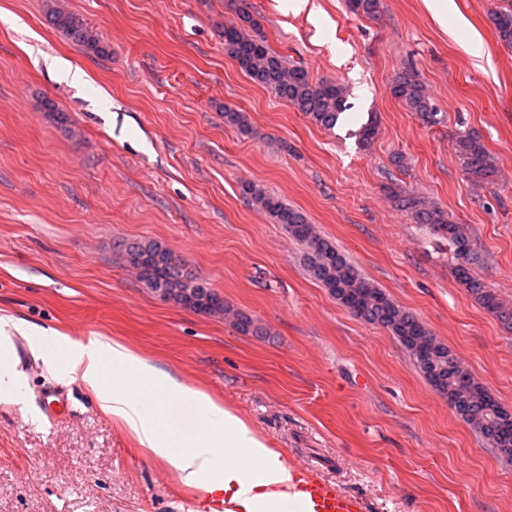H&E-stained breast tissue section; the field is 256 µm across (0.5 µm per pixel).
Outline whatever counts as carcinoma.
I'll return each instance as SVG.
<instances>
[{
	"label": "carcinoma",
	"mask_w": 512,
	"mask_h": 512,
	"mask_svg": "<svg viewBox=\"0 0 512 512\" xmlns=\"http://www.w3.org/2000/svg\"><path fill=\"white\" fill-rule=\"evenodd\" d=\"M349 7L356 14L370 16L379 11L380 0H349ZM488 17L498 41L512 48V0H502L501 5L489 11ZM48 21L87 53L98 57L109 55L108 46L98 32L76 15L53 9L48 13ZM222 38L224 49L241 71L253 82L274 91L316 125L331 130L344 119L349 109L346 87L329 79L316 82L305 67L288 63L256 32V23L249 16H243V23L239 25L224 27ZM390 92L423 124L441 123L439 109L414 70L408 69L399 75L390 86ZM456 153L472 182H493L496 170L480 139L472 134L458 136ZM245 192L306 246L311 276L355 315L395 336L425 378L448 396V405L454 413L468 421L500 454L512 459V421L502 418L503 409L498 400L461 365L455 353L439 342L415 315L359 274L331 241L314 231L301 211L258 185H247ZM397 201L415 223L429 225L434 234L448 241L458 284L474 295L487 311L512 323V310L504 308L494 291L472 274L471 266L477 262L478 254L465 228L452 221L446 211L421 197L399 196ZM122 248L139 280L152 292L166 288L186 298L185 308L197 314L223 316L227 313L224 298L198 277L186 260L167 247L161 248V243L124 244Z\"/></svg>",
	"instance_id": "1"
}]
</instances>
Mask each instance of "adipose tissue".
<instances>
[{"mask_svg":"<svg viewBox=\"0 0 512 512\" xmlns=\"http://www.w3.org/2000/svg\"><path fill=\"white\" fill-rule=\"evenodd\" d=\"M29 331L17 319L0 326V400L25 396L12 336H29L35 357L52 363L59 379L79 375L100 408L165 460L184 484L222 492L236 512H308L305 500L287 491L292 472L282 453L231 408L120 341H74L58 333L33 338Z\"/></svg>","mask_w":512,"mask_h":512,"instance_id":"obj_1","label":"adipose tissue"}]
</instances>
